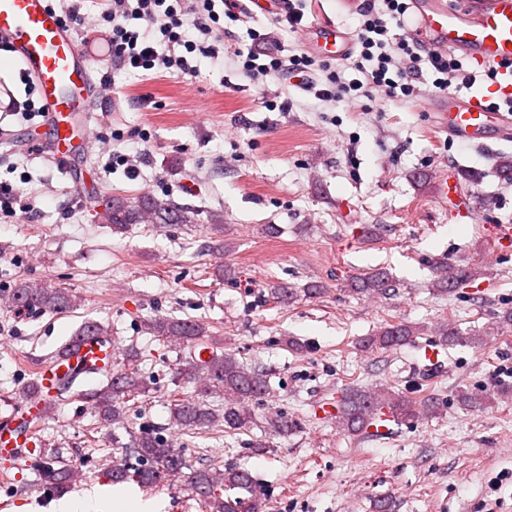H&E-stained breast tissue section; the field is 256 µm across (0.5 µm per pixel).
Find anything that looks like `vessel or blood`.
I'll return each instance as SVG.
<instances>
[{"label": "vessel or blood", "mask_w": 512, "mask_h": 512, "mask_svg": "<svg viewBox=\"0 0 512 512\" xmlns=\"http://www.w3.org/2000/svg\"><path fill=\"white\" fill-rule=\"evenodd\" d=\"M403 26L425 44L464 53L477 63H512V0H412ZM0 37L10 43L24 73L35 82L52 123L56 155L67 160L73 149L70 118L87 111L95 68L106 59L103 49L78 43L48 0H0ZM304 43L312 53L336 60L354 46L346 29L319 23L306 28ZM430 109L438 129L459 144L512 141V114L490 110L483 95L435 96ZM111 355L96 337L59 354L40 368L39 393L28 399L26 414L40 413L42 392L55 375Z\"/></svg>", "instance_id": "1"}]
</instances>
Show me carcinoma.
I'll return each mask as SVG.
<instances>
[{"label": "carcinoma", "mask_w": 512, "mask_h": 512, "mask_svg": "<svg viewBox=\"0 0 512 512\" xmlns=\"http://www.w3.org/2000/svg\"><path fill=\"white\" fill-rule=\"evenodd\" d=\"M103 209L98 219L112 226V231L121 233L131 224H193L194 212L179 207L169 199L152 196L128 198L112 195L101 203ZM437 279L434 291L451 294L463 287L467 281L479 277L477 271L460 272L448 268V264L435 261ZM350 291L357 294H385L389 277L384 272H366L353 277L349 282ZM12 303L23 310L46 309L52 312H66L74 306V300L65 288L54 287L46 282L21 280L12 290ZM145 329L162 340L175 342L180 346L194 348L204 344L209 348L220 344L206 325L193 319H180L157 315L145 323ZM92 333L109 338L111 330L104 324L86 320L77 333L71 337ZM413 329L404 323L384 326L376 335L366 339L369 349H396L413 337ZM124 356L129 367L107 369L104 372L106 384L82 394L106 420L119 421L128 411V402L138 396H146L152 390V382L139 370L133 368L138 357L135 347L126 348ZM77 366L56 379V396L72 390L78 373ZM181 373L198 379L199 398L194 401L176 400L171 411L172 425L183 430L213 429L220 425L224 431H236L254 425L250 404L259 401L269 391L265 374L251 370L241 364L232 354L211 352L209 360L199 362L190 357L185 360ZM507 387L496 391L473 393L462 391L458 401L470 407L487 406L493 403L495 395H503ZM224 397V410L219 413L211 408L208 399L216 394ZM385 409L397 421L411 420L434 410L431 398L409 399L388 388L356 390L346 396L336 415L337 427L352 434L367 431L377 413ZM292 430L288 417L282 413L266 419L265 433L271 437H284ZM123 456L133 457L135 464L120 461L112 469V481H134L142 486H153L162 482L186 478L189 489L195 494L203 512H263L264 493L258 480L243 467L228 465L224 469L204 467L185 473L187 464L182 452L174 444L158 434L142 431L134 437L130 446L122 449ZM71 465L64 463L56 468L50 462L42 466V477L56 489L64 488L73 478ZM238 490L240 495L231 497L229 490Z\"/></svg>", "instance_id": "obj_1"}]
</instances>
